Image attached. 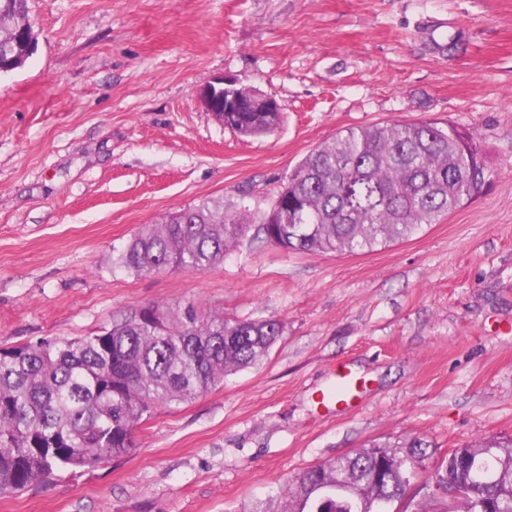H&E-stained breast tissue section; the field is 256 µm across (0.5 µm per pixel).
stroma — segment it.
<instances>
[{
  "mask_svg": "<svg viewBox=\"0 0 512 512\" xmlns=\"http://www.w3.org/2000/svg\"><path fill=\"white\" fill-rule=\"evenodd\" d=\"M38 34L0 75V347L89 336L190 302L283 335L254 367L135 446L0 512H282L274 489L373 443L512 437V0H29ZM271 97L278 125L224 126L218 78ZM431 121L469 135L485 185L440 223L359 255L248 233L204 273L113 271L142 226L215 199L270 212L341 130ZM362 377L324 408L334 369Z\"/></svg>",
  "mask_w": 512,
  "mask_h": 512,
  "instance_id": "1",
  "label": "stroma"
}]
</instances>
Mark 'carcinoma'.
I'll return each mask as SVG.
<instances>
[{
  "mask_svg": "<svg viewBox=\"0 0 512 512\" xmlns=\"http://www.w3.org/2000/svg\"><path fill=\"white\" fill-rule=\"evenodd\" d=\"M28 0H0V73L22 67L38 39ZM224 125L246 136L270 131L277 112H225ZM484 169L471 141L429 122L358 126L308 153L288 175L267 215L204 201L142 227L112 259L113 270L148 275L167 268L204 273L258 225L284 249L361 254L408 239L479 194ZM283 335L275 319L240 320L190 303L184 310L136 309L100 332L0 348V494L19 493L57 472L93 467L135 446L134 434L159 407L177 408L230 374L258 364ZM430 443L373 444L307 469L276 489L282 512H374L387 501L429 512L408 495ZM492 453H485V449ZM476 483L498 474L508 489L500 512H512V439H482L441 461ZM343 482L349 496L318 506V489Z\"/></svg>",
  "mask_w": 512,
  "mask_h": 512,
  "instance_id": "1",
  "label": "carcinoma"
}]
</instances>
